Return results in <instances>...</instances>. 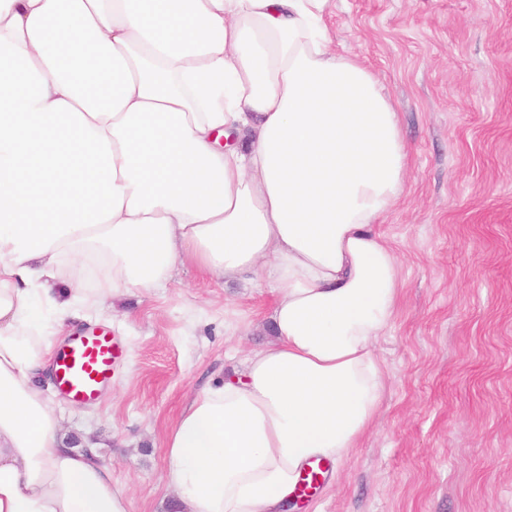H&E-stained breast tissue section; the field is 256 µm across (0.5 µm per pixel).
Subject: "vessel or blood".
<instances>
[{
	"label": "vessel or blood",
	"mask_w": 512,
	"mask_h": 512,
	"mask_svg": "<svg viewBox=\"0 0 512 512\" xmlns=\"http://www.w3.org/2000/svg\"><path fill=\"white\" fill-rule=\"evenodd\" d=\"M123 357L122 346L104 330L71 336L57 357V386L77 402H90L111 380L114 366Z\"/></svg>",
	"instance_id": "obj_1"
}]
</instances>
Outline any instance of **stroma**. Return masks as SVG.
<instances>
[{
    "label": "stroma",
    "instance_id": "obj_1",
    "mask_svg": "<svg viewBox=\"0 0 512 512\" xmlns=\"http://www.w3.org/2000/svg\"><path fill=\"white\" fill-rule=\"evenodd\" d=\"M337 53L359 58L400 116L405 191L381 221L401 289L377 344L376 426L295 512H512V0H330ZM248 325L224 334V306ZM273 295L180 266L114 303L125 357L99 400L42 384L68 436L93 443L131 512H170L166 428L187 399L271 338Z\"/></svg>",
    "mask_w": 512,
    "mask_h": 512
}]
</instances>
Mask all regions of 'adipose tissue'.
I'll return each instance as SVG.
<instances>
[{"label": "adipose tissue", "instance_id": "1", "mask_svg": "<svg viewBox=\"0 0 512 512\" xmlns=\"http://www.w3.org/2000/svg\"><path fill=\"white\" fill-rule=\"evenodd\" d=\"M329 0H0V512H130L39 381L53 313L200 274L271 288L275 337L167 428L179 512H284L382 408L397 112Z\"/></svg>", "mask_w": 512, "mask_h": 512}]
</instances>
